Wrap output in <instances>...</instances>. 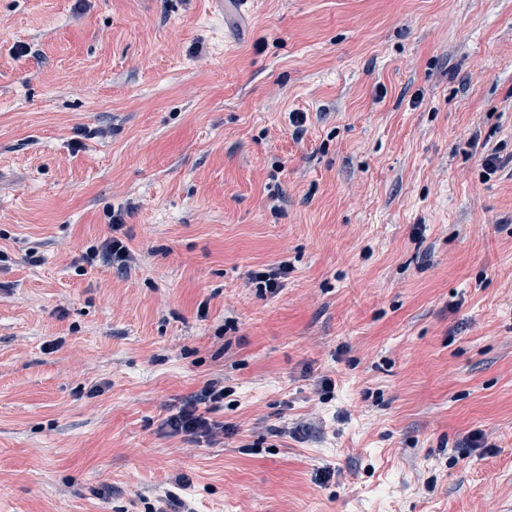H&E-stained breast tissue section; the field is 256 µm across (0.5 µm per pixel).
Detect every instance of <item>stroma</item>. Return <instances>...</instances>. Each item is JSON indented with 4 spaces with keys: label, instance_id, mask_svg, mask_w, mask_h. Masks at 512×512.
Masks as SVG:
<instances>
[{
    "label": "stroma",
    "instance_id": "35a3bbf8",
    "mask_svg": "<svg viewBox=\"0 0 512 512\" xmlns=\"http://www.w3.org/2000/svg\"><path fill=\"white\" fill-rule=\"evenodd\" d=\"M168 493L512 512V0H0V512ZM125 213L112 211L111 229L112 236L107 238L100 247H89L81 256V260L89 265L96 262L116 266L118 272L125 271L131 260V250L124 241L117 236V233L124 226ZM288 277V266L279 264L277 266H268L251 273L252 283L256 284L259 291L269 294H275L281 288ZM224 379L214 378L203 389L171 414L163 423L172 436H181L188 443L208 446L224 444L229 427L211 414L224 405Z\"/></svg>",
    "mask_w": 512,
    "mask_h": 512
}]
</instances>
